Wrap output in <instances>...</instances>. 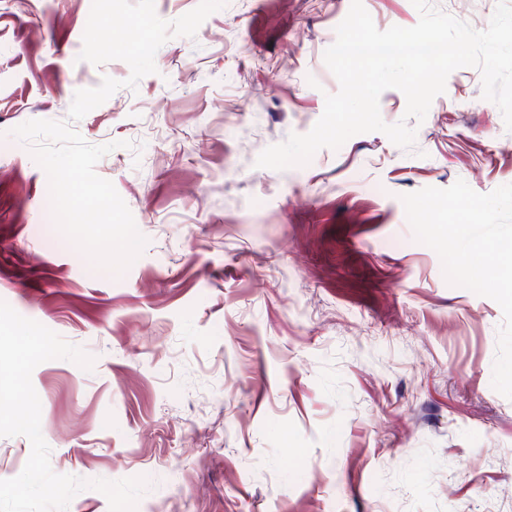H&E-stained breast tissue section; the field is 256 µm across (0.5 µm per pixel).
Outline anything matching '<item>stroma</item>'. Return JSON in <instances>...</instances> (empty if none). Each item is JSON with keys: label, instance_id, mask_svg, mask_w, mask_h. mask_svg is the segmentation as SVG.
<instances>
[{"label": "stroma", "instance_id": "35a3bbf8", "mask_svg": "<svg viewBox=\"0 0 512 512\" xmlns=\"http://www.w3.org/2000/svg\"><path fill=\"white\" fill-rule=\"evenodd\" d=\"M411 27V0H363ZM351 0H227L75 128L147 239L120 275L57 228L12 135L131 70L80 60L91 0H0V300L94 358L32 374L58 474L149 485L136 512H512L500 306L449 285L401 195L512 184V132L454 70L412 148L383 133L256 167L309 132Z\"/></svg>", "mask_w": 512, "mask_h": 512}]
</instances>
